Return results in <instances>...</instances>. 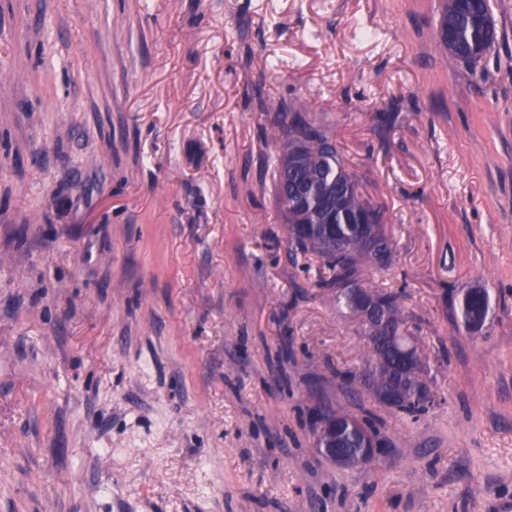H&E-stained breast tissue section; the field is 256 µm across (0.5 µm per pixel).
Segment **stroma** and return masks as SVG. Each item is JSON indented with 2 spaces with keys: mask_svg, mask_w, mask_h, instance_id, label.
Masks as SVG:
<instances>
[{
  "mask_svg": "<svg viewBox=\"0 0 512 512\" xmlns=\"http://www.w3.org/2000/svg\"><path fill=\"white\" fill-rule=\"evenodd\" d=\"M0 0V512H485L512 501V0ZM329 124L438 402L349 388L358 316L290 258L275 114ZM490 296L481 332L459 302ZM375 461L314 447L324 408ZM485 0H447L440 24L439 42L451 63L474 67L495 43L492 12Z\"/></svg>",
  "mask_w": 512,
  "mask_h": 512,
  "instance_id": "obj_1",
  "label": "stroma"
}]
</instances>
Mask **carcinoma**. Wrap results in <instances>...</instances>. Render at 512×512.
Wrapping results in <instances>:
<instances>
[{
  "label": "carcinoma",
  "instance_id": "obj_1",
  "mask_svg": "<svg viewBox=\"0 0 512 512\" xmlns=\"http://www.w3.org/2000/svg\"><path fill=\"white\" fill-rule=\"evenodd\" d=\"M452 63L475 66L495 43L492 12L484 0H446L439 34ZM277 112L276 133L285 138L286 152L274 164L275 197L287 221L291 252L318 256L332 275L320 281L343 303L346 290L357 287L364 267L386 270L393 264L394 250L385 233V211L358 190L355 173L340 159L336 141L321 122L300 108L270 104ZM479 297L461 311L463 322L480 308L489 312V295ZM359 293L370 308L364 322L371 352L387 357L385 364L366 363L362 383L380 402L391 392L398 401L389 407L412 417L428 411L429 404L414 398L428 389L423 381L425 360H408L394 344L403 335L400 295ZM341 429L336 433V453L358 457L365 451V426L349 413L327 412Z\"/></svg>",
  "mask_w": 512,
  "mask_h": 512
}]
</instances>
